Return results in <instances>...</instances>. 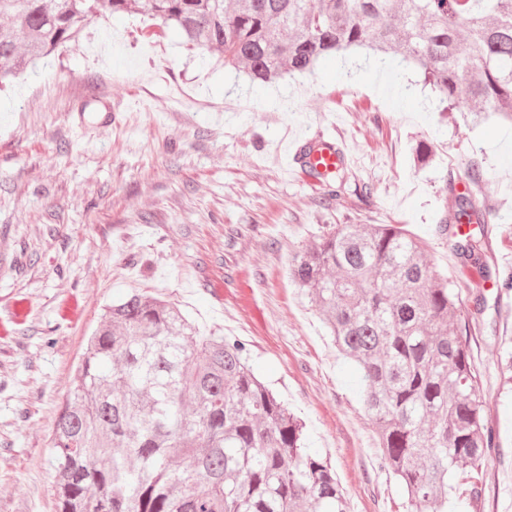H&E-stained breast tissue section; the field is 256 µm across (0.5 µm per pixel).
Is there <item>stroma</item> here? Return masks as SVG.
<instances>
[{
    "label": "stroma",
    "instance_id": "35a3bbf8",
    "mask_svg": "<svg viewBox=\"0 0 512 512\" xmlns=\"http://www.w3.org/2000/svg\"><path fill=\"white\" fill-rule=\"evenodd\" d=\"M319 133L349 172L328 201L292 156ZM464 190L494 216L469 227L486 235L484 269L451 255L439 228ZM339 224L404 225L464 284L460 321L500 446L459 509L512 512V290L499 282L512 270V124L440 115L395 59H329L254 91L218 53L134 14L94 18L0 93V512H55V420L104 307L132 290L245 344L349 512H408L356 367L289 277L293 255Z\"/></svg>",
    "mask_w": 512,
    "mask_h": 512
}]
</instances>
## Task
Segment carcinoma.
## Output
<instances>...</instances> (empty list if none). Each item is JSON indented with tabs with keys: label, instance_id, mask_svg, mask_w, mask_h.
<instances>
[{
	"label": "carcinoma",
	"instance_id": "carcinoma-1",
	"mask_svg": "<svg viewBox=\"0 0 512 512\" xmlns=\"http://www.w3.org/2000/svg\"><path fill=\"white\" fill-rule=\"evenodd\" d=\"M138 13L178 29L252 87L371 50L416 65L442 112L512 121V0H0V86L63 51L92 18ZM348 179H320L324 199ZM440 220L463 263L487 264L469 194ZM291 280L357 367L381 465L409 512H448L480 491L499 447L458 323L462 289L400 224H339L297 252ZM245 348L203 336L181 310L132 292L105 306L51 441L56 512H349L305 422L254 375Z\"/></svg>",
	"mask_w": 512,
	"mask_h": 512
}]
</instances>
